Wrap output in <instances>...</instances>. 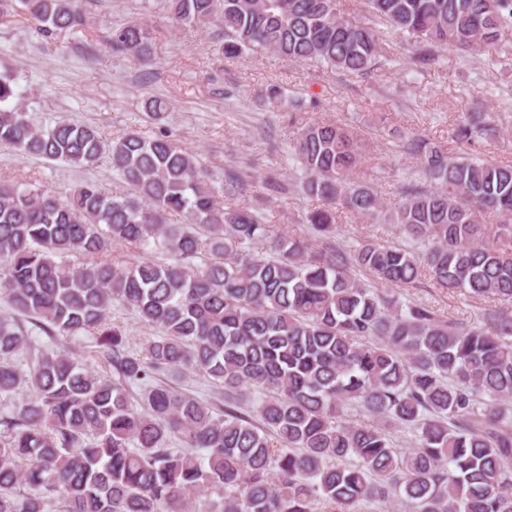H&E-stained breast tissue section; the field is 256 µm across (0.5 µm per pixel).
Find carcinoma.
Wrapping results in <instances>:
<instances>
[{"label": "carcinoma", "mask_w": 512, "mask_h": 512, "mask_svg": "<svg viewBox=\"0 0 512 512\" xmlns=\"http://www.w3.org/2000/svg\"><path fill=\"white\" fill-rule=\"evenodd\" d=\"M168 2L177 26H219L228 57L271 53L356 76L384 65L381 32L347 19L343 0ZM365 5L424 59L448 45L503 49L512 36V0ZM17 12L49 38L84 24L82 0H0V17ZM110 44L150 60L137 21ZM14 82L0 73V143L75 166L106 158L128 191L86 182L62 198L0 185V294L14 311L0 317V396L33 392L0 415V512H312L316 500L336 512L394 497L409 512H512V315L490 310L478 326L404 307L395 291L425 270L452 292L512 302L511 163L453 158L412 136L406 148L432 186L408 183L387 209L357 134L309 124L292 157L317 203L306 216L323 240L315 249L271 237L250 205L219 201L168 135L37 127L9 106ZM487 132L474 112L455 140ZM340 208L426 249L364 241L347 252L332 236ZM115 301L159 329L144 351L112 322ZM82 335L95 337L94 370L67 347ZM182 368L222 389L215 406L161 379ZM248 389L261 393L254 416L239 408ZM353 404L372 422L342 419ZM395 423L416 432L412 447L394 446ZM174 437L186 448L170 447Z\"/></svg>", "instance_id": "1"}]
</instances>
